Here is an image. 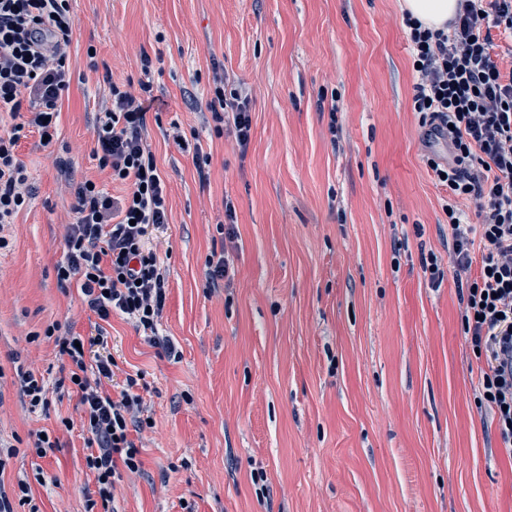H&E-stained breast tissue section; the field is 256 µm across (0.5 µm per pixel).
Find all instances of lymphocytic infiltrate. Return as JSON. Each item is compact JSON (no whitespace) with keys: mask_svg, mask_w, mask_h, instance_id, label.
<instances>
[{"mask_svg":"<svg viewBox=\"0 0 512 512\" xmlns=\"http://www.w3.org/2000/svg\"><path fill=\"white\" fill-rule=\"evenodd\" d=\"M403 24L416 74L413 110L426 140L448 149L447 157L431 155L428 166L448 190L443 210L453 263L466 283L463 330L485 359L478 402L493 411L503 448L512 456V70H503L495 52L497 40L512 42V0H458L454 18L441 29L408 13ZM73 35L69 0H0V115L10 118L0 132V250L9 245L5 226L31 197L17 153L21 140L33 132L57 139ZM110 95V107L96 115L92 155L127 190L115 197L90 179L73 185L75 220L65 228V256L56 276L61 286H77L99 320L125 316L172 355L173 342L158 329L166 281L149 244L150 233L168 224L171 213L166 182L147 142L153 86L147 79L135 91L114 83ZM251 102L246 87L213 70L204 107L215 132H231L243 149L250 143ZM462 200L474 203L477 223L459 208ZM477 242L483 245L478 255ZM44 335L68 364L54 389L78 396L76 424L95 484L87 506L113 512L124 475L142 466L129 436L149 425L139 380L127 376L115 397L104 389L111 357H87L89 347L104 344V334L81 337L54 323ZM76 424L63 422L68 430Z\"/></svg>","mask_w":512,"mask_h":512,"instance_id":"obj_1","label":"lymphocytic infiltrate"}]
</instances>
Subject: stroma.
<instances>
[{
    "instance_id": "35a3bbf8",
    "label": "stroma",
    "mask_w": 512,
    "mask_h": 512,
    "mask_svg": "<svg viewBox=\"0 0 512 512\" xmlns=\"http://www.w3.org/2000/svg\"><path fill=\"white\" fill-rule=\"evenodd\" d=\"M402 0H71L72 80L57 153L71 179L111 182L91 156L110 83H138L155 57L149 141L168 224L153 232L167 279L159 329L104 325L118 395L142 374L153 425L133 433L142 470L125 474L117 512H512V457L477 403L482 366L464 334L450 264L448 196L427 165L413 110ZM111 81L87 66L88 47ZM252 97L251 140L206 131L213 65ZM211 157L200 180L172 126ZM33 196L0 252V442L17 443L0 483L33 482L40 512H86L78 397L30 411L17 367L56 377L44 329L92 336L97 318L61 287L72 196L38 135L18 149ZM235 208V276L209 286L205 260ZM445 276L432 286L423 262ZM60 442L31 454L35 435Z\"/></svg>"
}]
</instances>
